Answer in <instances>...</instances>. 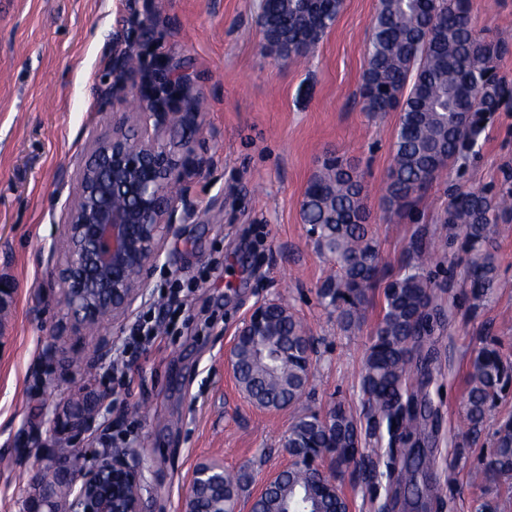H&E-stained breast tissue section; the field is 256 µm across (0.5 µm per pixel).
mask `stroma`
<instances>
[{
	"mask_svg": "<svg viewBox=\"0 0 512 512\" xmlns=\"http://www.w3.org/2000/svg\"><path fill=\"white\" fill-rule=\"evenodd\" d=\"M377 0H344L307 58L284 62L266 49L258 0H0V283L12 294L0 315V512H19L56 444L98 457L123 448L140 467L142 512H183L197 464L246 470L237 512H249L264 482L287 467L288 430L305 408L340 402L359 423L365 353L380 304L344 331L317 290L330 270L301 217V201L325 155L347 158L368 188L380 264L402 271L411 243L438 238L452 190L512 188V0H469L473 26L501 39L495 61L508 94L467 158L448 164L409 213L384 214L379 188L391 162L399 115L364 111L360 97ZM148 36H140L141 27ZM144 66L167 57L190 73L203 105L193 134L203 175L189 176L184 219L165 242L151 286L129 315L102 332L74 330L51 275L74 173L113 113L115 54ZM499 259L492 298L474 305L462 284L465 253L449 242L430 269L452 316L428 337L436 358L424 391L437 416L424 433L431 512H512V486H473L489 447L487 422L470 435L462 418L469 362L486 337L512 332V223L490 242ZM219 270H211L212 262ZM189 279L188 309L161 344L133 364L135 382L113 380L116 349L174 276ZM287 306L315 340L307 407L267 411L240 391L229 354L247 314ZM94 398L96 422L77 440L54 426L74 401ZM385 429L372 430L362 466L340 487L350 512H390L393 477Z\"/></svg>",
	"mask_w": 512,
	"mask_h": 512,
	"instance_id": "35a3bbf8",
	"label": "stroma"
}]
</instances>
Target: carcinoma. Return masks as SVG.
Instances as JSON below:
<instances>
[{
  "instance_id": "carcinoma-1",
  "label": "carcinoma",
  "mask_w": 512,
  "mask_h": 512,
  "mask_svg": "<svg viewBox=\"0 0 512 512\" xmlns=\"http://www.w3.org/2000/svg\"><path fill=\"white\" fill-rule=\"evenodd\" d=\"M342 8L343 0L318 12L301 0H271L262 14L268 48L286 60L307 56ZM503 50L501 42L473 29L468 0H378L361 98L367 112L400 113L382 187L387 211L410 210L437 174L478 141L505 92V80L491 73ZM365 199L361 176L336 155L313 175L301 204L308 234L331 265L318 296L336 308L346 331L362 325L379 283L378 248ZM511 214L512 189L493 194L471 188L451 194L440 217L448 239L463 241L465 282L475 302L491 295L497 279L491 225ZM438 250L434 241L417 245L408 271L385 282L381 317L360 380L375 423H386L390 443L404 446L398 486L406 489L404 503L418 512L429 509V494L418 477L430 467L431 454L409 453L418 445L423 422L433 416L417 377L426 376L432 361L431 354L422 353V342L443 316L438 285L426 271ZM235 350V378L255 405L279 410L308 394L314 341L287 308L272 305L263 324L240 337ZM511 384L512 336H495L470 362L463 407L470 430L483 425ZM361 445V425L339 403L324 413L300 415L289 428L285 448L304 460L263 488L250 512H348L345 496L322 485L317 468L337 480L358 466ZM214 468L201 463L195 469L187 512H229L238 505L245 475L216 474ZM501 479H512V417L498 420L492 448L473 475L480 484Z\"/></svg>"
}]
</instances>
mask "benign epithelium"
<instances>
[{
    "label": "benign epithelium",
    "instance_id": "obj_1",
    "mask_svg": "<svg viewBox=\"0 0 512 512\" xmlns=\"http://www.w3.org/2000/svg\"><path fill=\"white\" fill-rule=\"evenodd\" d=\"M133 53L112 59V95L128 93L126 74L135 77L133 98L142 101L137 126L112 119V134L94 141L75 176V190L64 207L65 249L51 275L63 295L66 315L77 327L125 318L149 287L164 243L181 221L179 197L169 188L183 185L206 161L186 150L177 157L160 137L170 124L192 130L200 113L190 77L160 60L155 69H131ZM93 406L56 421L74 437L91 426ZM66 502L39 474L20 512H142L139 474L125 452L106 451L97 465L69 474Z\"/></svg>",
    "mask_w": 512,
    "mask_h": 512
}]
</instances>
